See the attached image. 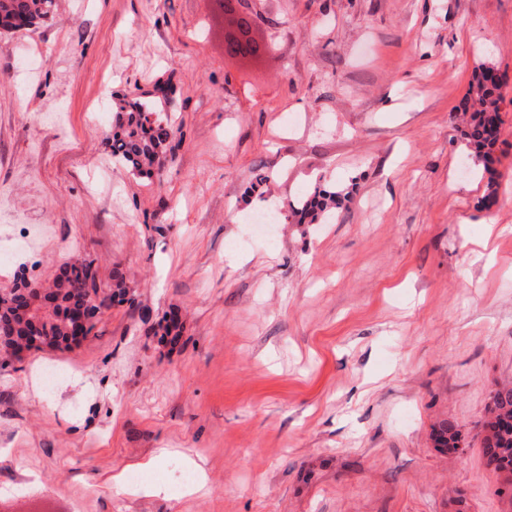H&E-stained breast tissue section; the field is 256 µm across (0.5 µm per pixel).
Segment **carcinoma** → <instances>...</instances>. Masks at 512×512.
<instances>
[{
    "instance_id": "obj_1",
    "label": "carcinoma",
    "mask_w": 512,
    "mask_h": 512,
    "mask_svg": "<svg viewBox=\"0 0 512 512\" xmlns=\"http://www.w3.org/2000/svg\"><path fill=\"white\" fill-rule=\"evenodd\" d=\"M55 0H0L1 29L16 30L33 26L53 10ZM493 69L483 67L471 83L470 93L479 105L471 115L467 133V156L473 163L488 162L498 134V91L501 78L492 75ZM177 128L168 113L159 109L158 100L135 97L124 103L115 113L112 132V162L128 167L139 176H150L173 156L172 141ZM341 202V193L315 190L299 197L292 208L298 222L328 221L332 211ZM55 306L48 312V320L39 329L45 339L65 341L72 334L76 312L88 301L89 293L98 300L96 309H107L112 304L134 305L128 296L123 278L116 276L103 286L98 282L96 260L75 255L64 262L53 280ZM24 303L20 288L16 287L0 297V333H21L23 320L16 308ZM491 421L485 425L483 453L499 471L512 475V383L493 392Z\"/></svg>"
}]
</instances>
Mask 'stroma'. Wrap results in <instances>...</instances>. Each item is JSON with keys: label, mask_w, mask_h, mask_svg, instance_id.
Here are the masks:
<instances>
[{"label": "stroma", "mask_w": 512, "mask_h": 512, "mask_svg": "<svg viewBox=\"0 0 512 512\" xmlns=\"http://www.w3.org/2000/svg\"><path fill=\"white\" fill-rule=\"evenodd\" d=\"M246 9L257 64L225 55L220 0H56L0 31V239L51 223L0 286L78 252L136 301L0 366V512H512L482 452L512 380V0ZM485 66L507 82L483 167L466 134ZM159 86L175 159L140 177L112 163L110 106ZM317 186L346 199L297 223ZM270 205L280 224L250 223ZM53 366L75 373L47 393ZM446 423L464 453L436 446Z\"/></svg>", "instance_id": "35a3bbf8"}]
</instances>
